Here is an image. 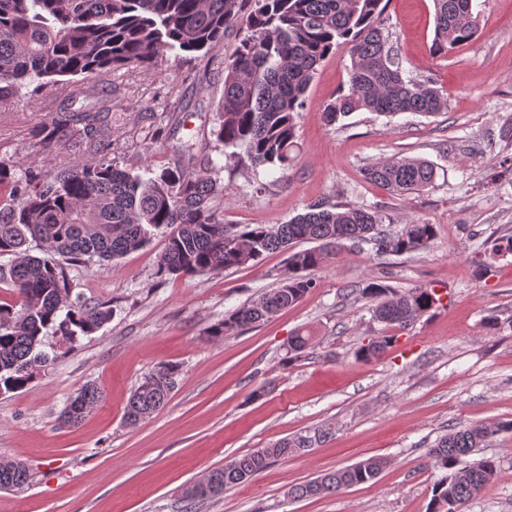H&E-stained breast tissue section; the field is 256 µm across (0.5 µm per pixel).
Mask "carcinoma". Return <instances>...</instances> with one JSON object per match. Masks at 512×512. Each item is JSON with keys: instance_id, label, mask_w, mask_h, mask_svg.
I'll return each instance as SVG.
<instances>
[{"instance_id": "1", "label": "carcinoma", "mask_w": 512, "mask_h": 512, "mask_svg": "<svg viewBox=\"0 0 512 512\" xmlns=\"http://www.w3.org/2000/svg\"><path fill=\"white\" fill-rule=\"evenodd\" d=\"M433 51L446 52L472 40L478 21L469 18L472 0H433ZM383 0H0V104L34 83L58 86L64 104L40 131L38 146L63 144L74 163L48 179L30 171L17 177L0 161V281L11 297L0 298V393L23 390L53 362L42 350L52 335L62 345L96 332L112 317L103 303L71 300L68 266L96 259L115 260L149 245L152 230H168L158 259L164 278L204 274L257 264L274 252L288 253L279 285L232 310L210 336H231L298 304L314 287L308 273L320 269L345 243L370 244L377 256H402L427 249L435 225L411 223L401 232L386 230L376 211L346 205L310 204L285 224H228L216 200L224 185L215 166L198 172L194 145L172 147L178 159L145 178L122 169L103 151L112 145V94L97 87L118 69L155 70L169 53L220 48L224 31L238 27L243 37L224 60V93L217 104L218 140L241 148L254 167L282 171L296 160L299 146L295 114L302 111L317 67L336 49L349 46L348 92L326 104L333 125L352 112L383 116L405 112L429 116L447 108L448 99L426 82L404 76L379 18ZM89 150L102 153L85 162ZM372 182L391 193H416L428 187L433 166L421 158H393L367 169ZM302 242L317 246L296 251ZM42 255H33V248ZM371 303L372 317L386 331L357 348L354 359L367 362L394 346L402 329L436 309L440 296L431 288L399 290L371 279L356 289ZM312 336L299 331L288 342L293 362L310 348ZM179 368L164 365L147 375L131 394L125 418L131 424L162 408L176 384ZM101 398L86 385L60 414L77 424ZM512 421L462 425L426 452L431 468L446 472L433 487L428 512H464L466 503L496 474L495 462H472L486 442ZM335 433L332 424L283 438L206 476L216 491L195 485L182 490L191 504L253 479L275 459L305 453ZM384 461L368 459L322 474L289 491L293 498L336 494L368 482ZM29 474L19 461L0 462V488H21Z\"/></svg>"}]
</instances>
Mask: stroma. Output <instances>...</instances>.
<instances>
[{
    "instance_id": "stroma-1",
    "label": "stroma",
    "mask_w": 512,
    "mask_h": 512,
    "mask_svg": "<svg viewBox=\"0 0 512 512\" xmlns=\"http://www.w3.org/2000/svg\"><path fill=\"white\" fill-rule=\"evenodd\" d=\"M474 11L473 40L436 55L433 0H388L383 28L406 76L435 81L447 111L362 110L328 125L324 105L348 90L351 56L341 46L317 68L296 116L300 154L285 172L230 158L215 135L237 28L210 54L158 71L113 72L120 110L109 158L135 172L149 163L159 169L174 160L170 139L192 141L196 167H222L226 222L284 224L319 202L379 211L395 230L432 224L437 234L428 249L399 257L345 248L314 271L315 288L296 306L221 339L210 328L274 288L286 253L164 281L159 229L139 251L72 267L73 295L111 304L112 319L70 350L47 338L52 365L26 389L0 395V459L25 463L30 474L22 489L0 490V512H427L441 477L427 448L454 426L512 420V254L494 252L498 238L512 235V0H474ZM61 106L49 84L0 106V160L17 176L71 165L67 147L45 151L34 137ZM390 157L427 160L432 184L399 196L369 181L366 167ZM481 262L491 271L479 279ZM369 279L434 288L443 302L398 330L385 357L358 362L354 349L382 331L368 302L349 295ZM301 328L312 330L314 351L285 363ZM165 364L180 368L168 402L129 425V397ZM90 384L100 388L99 402L79 425L61 424L69 398ZM259 388L264 396L253 399ZM327 421L335 435L306 454L275 460L218 497L183 502L182 488L210 471ZM478 455L495 461L496 476L464 512H512V434ZM376 457L387 465L372 481L334 495H288Z\"/></svg>"
}]
</instances>
